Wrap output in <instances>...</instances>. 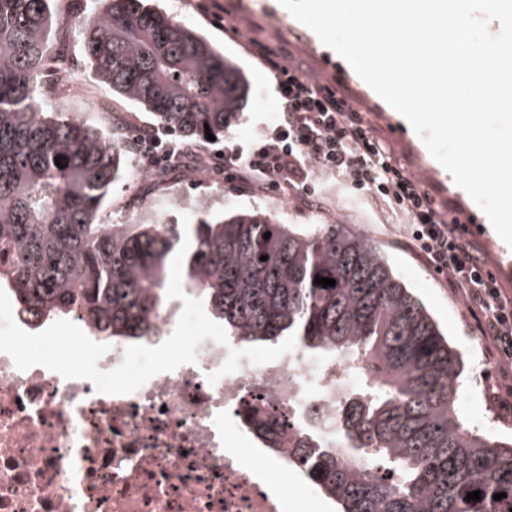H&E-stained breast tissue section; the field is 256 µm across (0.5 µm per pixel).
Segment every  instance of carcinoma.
Masks as SVG:
<instances>
[{"instance_id":"obj_1","label":"carcinoma","mask_w":512,"mask_h":512,"mask_svg":"<svg viewBox=\"0 0 512 512\" xmlns=\"http://www.w3.org/2000/svg\"><path fill=\"white\" fill-rule=\"evenodd\" d=\"M94 3L76 21L96 79L188 145L224 134L247 94L238 66L142 0ZM53 23L51 0H0V288L19 318H78L99 341L148 339L167 307L168 256L187 235L183 288L227 336L249 346L293 335L306 353L366 363L369 383L340 393L338 411L349 455L371 454L375 470H352L334 448L292 459L337 512H512V441L461 420L459 356L366 237L263 213L186 229L102 223L122 152L108 129L39 110ZM476 490L480 500L465 501Z\"/></svg>"}]
</instances>
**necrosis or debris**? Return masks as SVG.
Segmentation results:
<instances>
[{"label": "necrosis or debris", "mask_w": 512, "mask_h": 512, "mask_svg": "<svg viewBox=\"0 0 512 512\" xmlns=\"http://www.w3.org/2000/svg\"><path fill=\"white\" fill-rule=\"evenodd\" d=\"M196 353L104 394L0 352V512H288L270 469L314 494L289 459L338 434L336 393L366 378L363 363L293 351L224 375L226 346L208 339ZM249 399L276 420L277 452L242 417Z\"/></svg>", "instance_id": "4bbe7bcc"}]
</instances>
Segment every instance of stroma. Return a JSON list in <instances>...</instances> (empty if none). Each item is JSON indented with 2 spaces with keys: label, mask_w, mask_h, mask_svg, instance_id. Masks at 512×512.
<instances>
[{
  "label": "stroma",
  "mask_w": 512,
  "mask_h": 512,
  "mask_svg": "<svg viewBox=\"0 0 512 512\" xmlns=\"http://www.w3.org/2000/svg\"><path fill=\"white\" fill-rule=\"evenodd\" d=\"M156 5L180 24L203 34L217 51L238 65L249 82L248 95L236 120L222 139L210 144V152L248 145L278 120L280 103L273 78L247 49L248 41H259L362 112L405 170L422 179L445 221L476 222L479 233L475 241L497 273L502 293L512 297V248L499 243L479 205L455 184L422 138L402 121L400 113L279 0H156ZM74 77L90 87L91 100L76 103L62 99L56 103V111L76 114L84 122L99 126L103 120L94 103L105 99L129 125L153 124L150 112L113 99L111 89L92 77L89 66L76 70ZM168 179L165 189L154 192L151 201L152 208L160 211L168 224L181 223L185 218L197 223L202 207L216 216L261 211L280 223L297 224L305 230L317 224H342L376 243L395 276L422 302L461 356L464 368L459 391L470 397L468 404L459 409L463 421L474 428L480 418H489L496 425V437L512 440V360L502 357L481 336L463 299L449 287L445 275L403 246L398 220L380 205L353 194L346 182L337 178L321 179L317 195L309 204L272 185L261 190L237 188L220 173L191 181L174 171Z\"/></svg>",
  "instance_id": "obj_1"
}]
</instances>
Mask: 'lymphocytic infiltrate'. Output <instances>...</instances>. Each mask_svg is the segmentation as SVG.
I'll return each instance as SVG.
<instances>
[{"instance_id":"f902f5d3","label":"lymphocytic infiltrate","mask_w":512,"mask_h":512,"mask_svg":"<svg viewBox=\"0 0 512 512\" xmlns=\"http://www.w3.org/2000/svg\"><path fill=\"white\" fill-rule=\"evenodd\" d=\"M263 61L276 82L280 115L251 148L224 151L227 182L261 184L316 194L315 173L348 182L390 213L405 217L407 247L460 292L483 336L512 357V299L502 295L473 239L460 223H446L422 182L389 153L361 113L345 99L267 54ZM132 146L140 159L159 161L185 148L172 132L152 126L133 129Z\"/></svg>"}]
</instances>
